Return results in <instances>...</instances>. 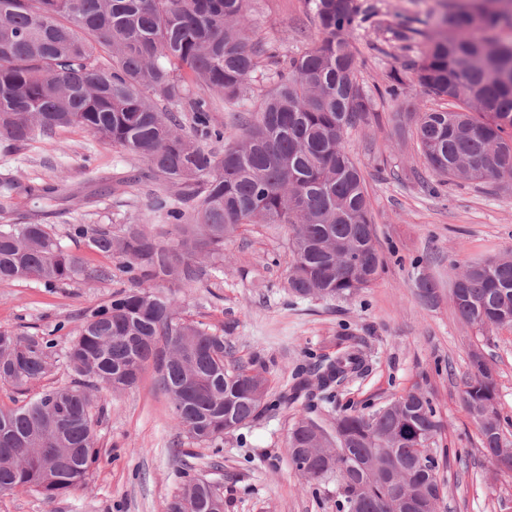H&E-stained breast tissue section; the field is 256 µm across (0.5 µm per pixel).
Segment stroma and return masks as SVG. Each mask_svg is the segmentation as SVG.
<instances>
[{
    "instance_id": "35a3bbf8",
    "label": "stroma",
    "mask_w": 512,
    "mask_h": 512,
    "mask_svg": "<svg viewBox=\"0 0 512 512\" xmlns=\"http://www.w3.org/2000/svg\"><path fill=\"white\" fill-rule=\"evenodd\" d=\"M362 18L353 39L358 78L377 95L378 117L348 135L372 204L384 267L373 284L348 299L299 300L288 294V234L279 224H252L224 244V264L208 281L177 289L180 311L224 333L242 360L261 354L271 369V406L248 427L225 434L219 449L189 442L171 418L170 400L146 369L134 388L101 392L105 408L95 430L100 462L86 489L45 501L34 492L0 495V512H166L184 473L211 482L224 512H337L336 483H306L288 458L294 417L309 414L330 426L344 411L376 409L421 385L445 427L439 478L446 492L438 512H512V474L484 456L477 426L460 398V379L478 331L456 313L448 288L459 267L512 253V192L491 183L437 184L416 141L398 131V107L382 92L391 71L407 81L409 101L435 108L439 99L413 85L412 65L425 34L434 32L449 0H358ZM255 40L280 53L307 48L318 22L306 0H250ZM130 160L80 129L23 150L0 144V173L24 184L64 183L83 205L57 201L39 212L20 206L22 221L49 225L90 270H112L118 256L68 238L72 224H145L162 219L148 209L157 185L128 184ZM439 288L435 305L421 303L415 280ZM112 280L54 288L27 280L0 284V328L54 333L68 342L80 316L106 301ZM485 353L497 372L498 402L512 417V328L490 330ZM358 349L367 365L336 387L332 402L290 399L296 374L313 379L319 361Z\"/></svg>"
}]
</instances>
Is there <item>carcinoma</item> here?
Instances as JSON below:
<instances>
[{"mask_svg": "<svg viewBox=\"0 0 512 512\" xmlns=\"http://www.w3.org/2000/svg\"><path fill=\"white\" fill-rule=\"evenodd\" d=\"M249 0H0V143L16 150L79 128L146 163L163 187L148 208L174 226L166 243L145 224H71L67 235L117 254V271L87 270L47 225L19 224V199H59L53 185L0 178V283L47 288L86 279L126 278L131 286L83 315L63 354L70 382L21 406L0 408V494L32 491L45 500L86 488L100 451L94 393L136 386L152 367L186 438L217 448L225 425L238 430L268 408L269 369L261 355L234 358L224 336L179 315L172 288L203 281L224 261V242L247 224H282L291 253L286 284L299 299H346L383 267L365 179L344 142L368 125L376 103L357 77L353 42L358 0H307L319 38L296 56L251 42ZM443 32L425 35L415 84L448 101L400 112L413 124L428 169L443 183L512 184V9L472 0L448 10ZM276 60L272 84L252 104L258 57ZM239 131L224 137L216 103ZM224 143V150L212 149ZM165 283L164 293L144 287ZM426 305L438 299L417 283ZM450 300L484 332L512 327V255L467 264ZM55 339L0 330V384L16 391L46 378ZM461 399L475 418L484 455L512 471V420L501 414L497 373L469 359ZM364 368L349 349L322 370L330 389ZM418 388L372 413L336 417L328 434L302 416L288 432V455L308 482L336 479L347 512H403L441 486L438 459L419 464L414 448L441 431ZM166 512H224L208 481L185 476Z\"/></svg>", "mask_w": 512, "mask_h": 512, "instance_id": "1", "label": "carcinoma"}]
</instances>
